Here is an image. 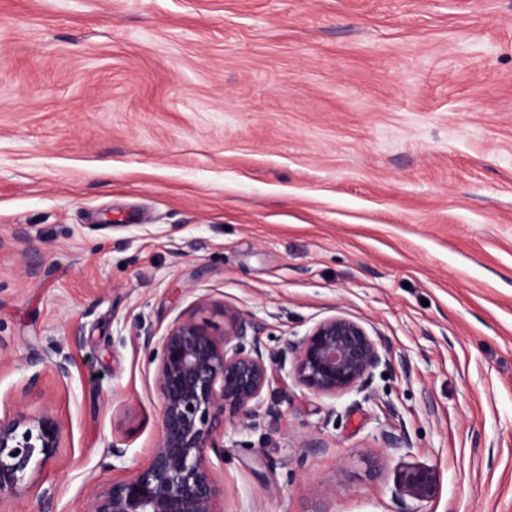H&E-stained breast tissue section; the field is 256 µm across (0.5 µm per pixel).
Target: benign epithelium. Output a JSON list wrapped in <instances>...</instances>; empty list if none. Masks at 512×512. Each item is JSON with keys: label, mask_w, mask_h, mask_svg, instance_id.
<instances>
[{"label": "benign epithelium", "mask_w": 512, "mask_h": 512, "mask_svg": "<svg viewBox=\"0 0 512 512\" xmlns=\"http://www.w3.org/2000/svg\"><path fill=\"white\" fill-rule=\"evenodd\" d=\"M259 330L253 316L227 308L220 333L191 315L178 316L161 336L137 329L144 347L160 353L158 435L148 464L99 493L88 512H215L222 490L205 465V452L219 451L215 434L225 414L252 428L276 411L264 397L272 365L291 363L301 386L333 397L393 361L384 337L343 315L319 320L276 353L262 348ZM62 432L48 412L0 418V501L53 456ZM440 487L432 466L402 460L394 469V494L401 502H433Z\"/></svg>", "instance_id": "benign-epithelium-1"}]
</instances>
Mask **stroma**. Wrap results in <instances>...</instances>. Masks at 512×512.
<instances>
[{
	"label": "stroma",
	"instance_id": "35a3bbf8",
	"mask_svg": "<svg viewBox=\"0 0 512 512\" xmlns=\"http://www.w3.org/2000/svg\"><path fill=\"white\" fill-rule=\"evenodd\" d=\"M228 308L394 362L333 397L275 373L206 455L218 512H512V0H0V417L63 427L0 512L145 466L137 325ZM389 434L437 501L396 500Z\"/></svg>",
	"mask_w": 512,
	"mask_h": 512
}]
</instances>
